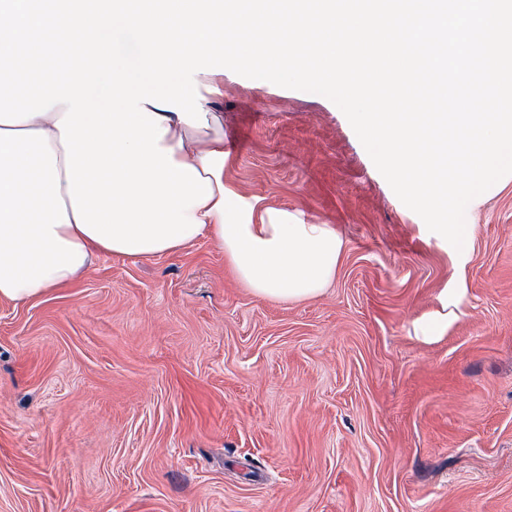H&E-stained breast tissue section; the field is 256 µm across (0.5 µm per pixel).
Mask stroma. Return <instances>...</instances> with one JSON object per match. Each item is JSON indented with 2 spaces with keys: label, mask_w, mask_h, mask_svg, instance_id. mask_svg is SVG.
<instances>
[{
  "label": "stroma",
  "mask_w": 512,
  "mask_h": 512,
  "mask_svg": "<svg viewBox=\"0 0 512 512\" xmlns=\"http://www.w3.org/2000/svg\"><path fill=\"white\" fill-rule=\"evenodd\" d=\"M224 182L333 225L254 295L202 239L0 302V512H512V179L455 249L324 96L223 67Z\"/></svg>",
  "instance_id": "obj_1"
}]
</instances>
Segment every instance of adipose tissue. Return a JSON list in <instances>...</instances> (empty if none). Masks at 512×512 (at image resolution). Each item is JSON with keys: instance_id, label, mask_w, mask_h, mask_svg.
I'll use <instances>...</instances> for the list:
<instances>
[{"instance_id": "ef3b65f1", "label": "adipose tissue", "mask_w": 512, "mask_h": 512, "mask_svg": "<svg viewBox=\"0 0 512 512\" xmlns=\"http://www.w3.org/2000/svg\"><path fill=\"white\" fill-rule=\"evenodd\" d=\"M65 104L16 125L0 124V302L24 304L78 282L107 249L79 230L68 193L57 122ZM160 148L211 182L212 198L193 208L202 227L172 251L210 239L258 297L314 298L332 282L343 242L328 224L250 205L239 209L224 183V136L217 113L195 128L164 111Z\"/></svg>"}]
</instances>
